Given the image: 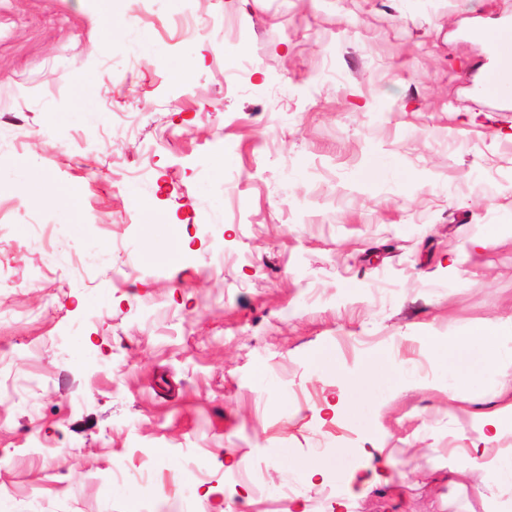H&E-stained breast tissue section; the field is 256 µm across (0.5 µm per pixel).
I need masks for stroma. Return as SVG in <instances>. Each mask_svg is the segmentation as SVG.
I'll list each match as a JSON object with an SVG mask.
<instances>
[{
  "label": "stroma",
  "mask_w": 512,
  "mask_h": 512,
  "mask_svg": "<svg viewBox=\"0 0 512 512\" xmlns=\"http://www.w3.org/2000/svg\"><path fill=\"white\" fill-rule=\"evenodd\" d=\"M112 19L0 0V114L23 117L0 159V512H512L483 471L512 430L481 440L512 395L434 347L512 322V103L478 93L495 58L468 34L512 0ZM35 180L75 210L29 203ZM166 224L177 269L141 256Z\"/></svg>",
  "instance_id": "obj_1"
}]
</instances>
